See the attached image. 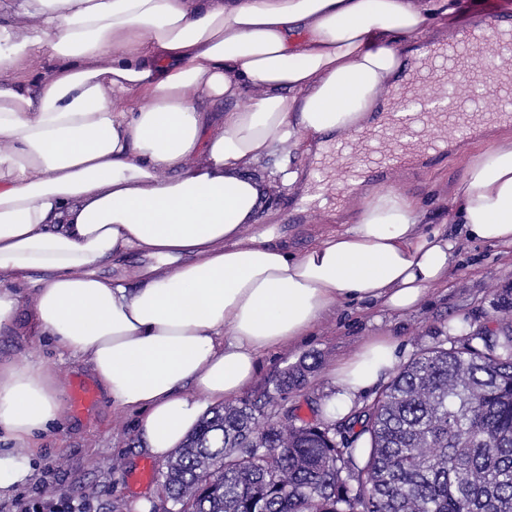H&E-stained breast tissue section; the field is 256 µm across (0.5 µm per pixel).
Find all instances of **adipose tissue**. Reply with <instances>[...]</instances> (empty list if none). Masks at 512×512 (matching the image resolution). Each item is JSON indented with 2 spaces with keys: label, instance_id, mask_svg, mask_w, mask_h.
<instances>
[{
  "label": "adipose tissue",
  "instance_id": "adipose-tissue-1",
  "mask_svg": "<svg viewBox=\"0 0 512 512\" xmlns=\"http://www.w3.org/2000/svg\"><path fill=\"white\" fill-rule=\"evenodd\" d=\"M0 18V331L20 290L42 334L82 356L113 406L136 411L163 460L258 375L269 349L342 301L413 310L444 278L448 237L417 230L420 202L367 193L356 222L303 253L256 221L248 159L363 130L407 68L403 45L455 0H21ZM49 53L48 76L2 79ZM221 114H210L213 105ZM448 221L512 245V143L470 162ZM144 262L101 276L113 256ZM390 339L336 370V404L392 366ZM63 413L49 367L0 361V431L27 443Z\"/></svg>",
  "mask_w": 512,
  "mask_h": 512
}]
</instances>
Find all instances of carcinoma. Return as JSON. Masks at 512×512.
Wrapping results in <instances>:
<instances>
[{
  "instance_id": "carcinoma-1",
  "label": "carcinoma",
  "mask_w": 512,
  "mask_h": 512,
  "mask_svg": "<svg viewBox=\"0 0 512 512\" xmlns=\"http://www.w3.org/2000/svg\"><path fill=\"white\" fill-rule=\"evenodd\" d=\"M279 189L284 173L251 161ZM497 329L424 348L369 405L336 425L263 421L302 384V359L273 389L203 419L162 472L176 512H512V288Z\"/></svg>"
}]
</instances>
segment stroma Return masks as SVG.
<instances>
[{
    "label": "stroma",
    "instance_id": "1",
    "mask_svg": "<svg viewBox=\"0 0 512 512\" xmlns=\"http://www.w3.org/2000/svg\"><path fill=\"white\" fill-rule=\"evenodd\" d=\"M506 140L512 141V126L489 125L484 135L449 153L435 158L419 154L404 169L355 187L340 188L315 182L312 173L319 156L316 145L275 155L276 168L290 166L300 171V183L267 194L257 221L274 225L276 234L293 251L303 252L315 241L350 226L364 194L391 186L421 201L420 231L447 233L454 239L455 249L443 280L427 290L416 310L397 313L360 303L336 304L306 342L266 354L259 375L241 392V399L253 398L280 373L304 356L313 355L319 360L318 368L301 386L289 391L278 406L270 408L268 415L276 420L291 414L308 421L317 406L337 421L341 415L333 406L338 394L333 370L371 339H393L396 362L401 365L420 349L494 326L497 296L501 289L512 286V247L467 239L458 225L449 223L448 207L471 160ZM0 359L45 363L67 391L75 381L93 379L85 361L60 352L50 337L38 335L25 310L11 331L0 334ZM137 420L135 412L113 407L103 391L88 411L78 413L65 408L60 419L40 433L27 451L36 466L32 482L20 487L17 496L0 498V512H15L18 496L37 489L47 496L65 492L87 498L91 512H135V503L143 496L150 502L148 512H170L172 504L161 489L160 473L165 463L152 459L146 451ZM148 461L153 462L156 476L147 483L133 482V474Z\"/></svg>",
    "mask_w": 512,
    "mask_h": 512
}]
</instances>
